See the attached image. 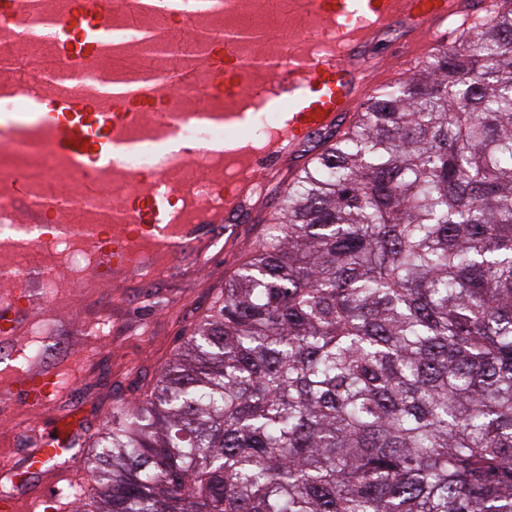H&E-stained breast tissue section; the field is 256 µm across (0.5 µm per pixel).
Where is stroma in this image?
I'll return each mask as SVG.
<instances>
[{
  "mask_svg": "<svg viewBox=\"0 0 512 512\" xmlns=\"http://www.w3.org/2000/svg\"><path fill=\"white\" fill-rule=\"evenodd\" d=\"M272 215L265 205L246 215L233 237L221 238L211 260L191 277L124 289V302L113 307L106 327L110 339L75 394L90 428L101 429L114 404L141 397L155 383L184 334L220 296L226 276L258 244Z\"/></svg>",
  "mask_w": 512,
  "mask_h": 512,
  "instance_id": "35a3bbf8",
  "label": "stroma"
}]
</instances>
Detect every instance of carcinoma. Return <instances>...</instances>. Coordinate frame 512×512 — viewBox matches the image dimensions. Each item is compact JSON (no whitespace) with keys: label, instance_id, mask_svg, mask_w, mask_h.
<instances>
[{"label":"carcinoma","instance_id":"cac0c4a2","mask_svg":"<svg viewBox=\"0 0 512 512\" xmlns=\"http://www.w3.org/2000/svg\"><path fill=\"white\" fill-rule=\"evenodd\" d=\"M505 3L288 181L72 512H512Z\"/></svg>","mask_w":512,"mask_h":512}]
</instances>
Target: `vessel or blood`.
<instances>
[{"mask_svg": "<svg viewBox=\"0 0 512 512\" xmlns=\"http://www.w3.org/2000/svg\"><path fill=\"white\" fill-rule=\"evenodd\" d=\"M30 0H0V28L27 27ZM488 0H288V40L270 58L244 57L242 37L204 42L183 78L201 108L170 112L169 85L154 76L131 91H109L115 70L102 67L114 44V0H69L48 17L58 65L53 77L14 87L22 112L0 113V457L22 456L30 482L0 497V512H58L60 481L84 471L72 448L88 434L78 407L57 412L72 395L102 342L121 272L153 256L157 277L185 276V258L206 262L218 232L259 206L266 182L299 170L322 137L344 131L381 86L388 37L408 70L438 48L460 22L483 14ZM253 103L245 108L241 86ZM277 115L254 134L258 110ZM185 123L224 130V145L196 163L195 144L164 156L159 168L127 177L125 161L159 147ZM51 155L61 173L33 180L31 160ZM72 242L95 261L81 290L53 256ZM95 301L78 330L68 366L32 359L14 371L15 341L33 335L51 304L74 293ZM55 411L35 430L31 415Z\"/></svg>", "mask_w": 512, "mask_h": 512, "instance_id": "vessel-or-blood-1", "label": "vessel or blood"}]
</instances>
